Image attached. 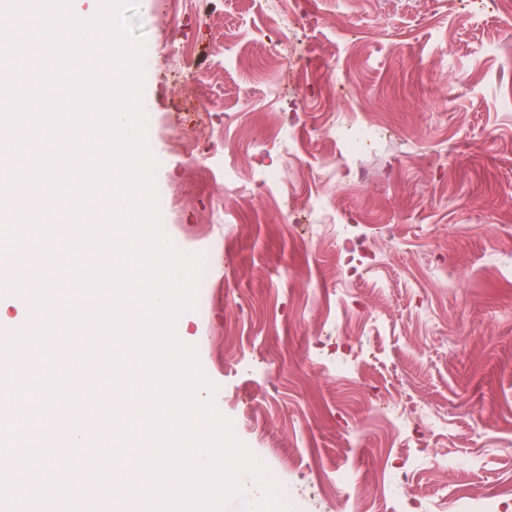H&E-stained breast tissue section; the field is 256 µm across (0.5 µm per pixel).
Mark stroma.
I'll list each match as a JSON object with an SVG mask.
<instances>
[{"mask_svg":"<svg viewBox=\"0 0 512 512\" xmlns=\"http://www.w3.org/2000/svg\"><path fill=\"white\" fill-rule=\"evenodd\" d=\"M279 2L276 14L262 0H210L202 14L195 0H132L123 13L153 47L142 95L146 143L167 158L155 174L159 198L173 202L164 235L212 258L210 288L176 323L213 384L196 394L294 487L293 512H345L331 481L340 469L369 512L398 500L413 512H460L473 488L502 495L512 512V0H484L477 14L469 0ZM286 40L289 63L278 51ZM275 83L284 93L271 95ZM328 111L362 114L380 130L358 161L365 183L351 185L346 170L326 176L325 164L341 159L324 132ZM47 146L39 130L0 129L21 176ZM270 164L282 173L275 196L258 184ZM317 197L367 255L356 279L343 275L332 225L308 240L292 231ZM81 200L73 184L42 195L20 241L0 243L16 276H74L62 253L32 248L74 244ZM109 297H90L81 349L68 358L71 395L94 417L79 478L107 501L110 471L142 486L138 461L154 446L131 409L113 424L109 400L127 390L138 360L94 315ZM12 313L15 343L0 359L41 375L57 344L39 346L20 306ZM342 360L351 375L336 374ZM392 397L439 412L447 427L392 439L376 410ZM105 431L116 446L101 458ZM425 451L450 466L387 482ZM467 457L479 468L453 466Z\"/></svg>","mask_w":512,"mask_h":512,"instance_id":"35a3bbf8","label":"stroma"}]
</instances>
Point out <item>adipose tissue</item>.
<instances>
[{
  "label": "adipose tissue",
  "mask_w": 512,
  "mask_h": 512,
  "mask_svg": "<svg viewBox=\"0 0 512 512\" xmlns=\"http://www.w3.org/2000/svg\"><path fill=\"white\" fill-rule=\"evenodd\" d=\"M71 377L64 365H52L43 372L41 388L14 374L9 363H0V484L19 492L29 487V465L58 470L77 466L76 458L63 455L55 445L32 440L34 427L28 411L66 402Z\"/></svg>",
  "instance_id": "adipose-tissue-1"
}]
</instances>
